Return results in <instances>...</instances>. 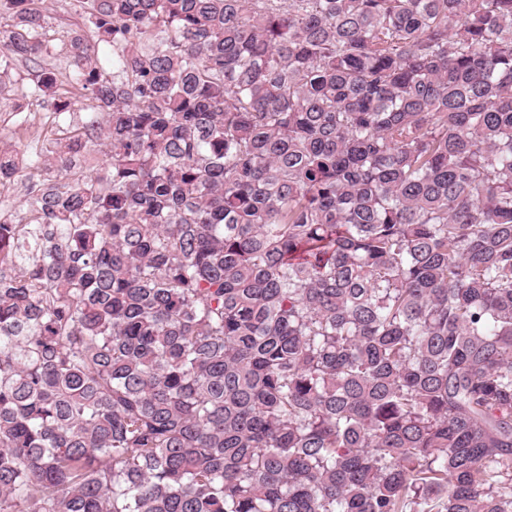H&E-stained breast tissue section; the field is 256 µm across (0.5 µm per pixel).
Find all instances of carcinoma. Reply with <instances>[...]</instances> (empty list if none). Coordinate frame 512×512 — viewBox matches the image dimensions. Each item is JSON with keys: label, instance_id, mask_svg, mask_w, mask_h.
<instances>
[{"label": "carcinoma", "instance_id": "carcinoma-1", "mask_svg": "<svg viewBox=\"0 0 512 512\" xmlns=\"http://www.w3.org/2000/svg\"><path fill=\"white\" fill-rule=\"evenodd\" d=\"M42 2L0 512H512V0H75L68 74Z\"/></svg>", "mask_w": 512, "mask_h": 512}]
</instances>
